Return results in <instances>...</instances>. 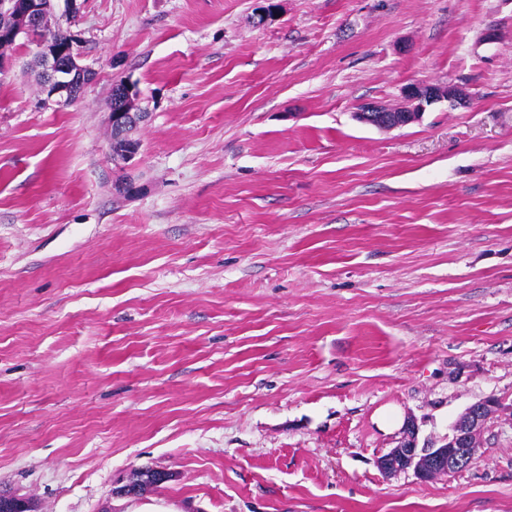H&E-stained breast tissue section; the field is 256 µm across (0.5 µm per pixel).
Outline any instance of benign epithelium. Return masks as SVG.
<instances>
[{
    "mask_svg": "<svg viewBox=\"0 0 512 512\" xmlns=\"http://www.w3.org/2000/svg\"><path fill=\"white\" fill-rule=\"evenodd\" d=\"M57 0H0V12L14 20V26L0 31V40H13L20 34L54 17ZM81 53L77 39L70 37L63 44L42 42L39 44L38 63L42 69L41 103L63 110L80 96L82 88L94 78V72L81 64ZM117 94L124 105L109 112L110 126L117 129H139L148 113L140 107V95L127 81L119 83ZM408 106L387 109L369 103L359 111L361 122L368 125L398 128L408 125L425 111L426 107L439 102L457 103L459 94L449 86L414 83L403 91ZM500 401L494 397L479 400L466 408L454 422L452 433L438 447H418V428L414 422L407 423L400 445L383 455L379 467L387 473L411 469L422 478L428 471L440 468L449 472L463 468L474 458L473 442L490 426V420L500 411ZM158 479L165 483L171 480L167 471L142 472L131 477L119 489L122 496L132 497L143 479ZM0 512H39L35 501L29 497L0 490Z\"/></svg>",
    "mask_w": 512,
    "mask_h": 512,
    "instance_id": "benign-epithelium-1",
    "label": "benign epithelium"
}]
</instances>
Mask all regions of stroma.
<instances>
[{
	"label": "stroma",
	"instance_id": "obj_1",
	"mask_svg": "<svg viewBox=\"0 0 512 512\" xmlns=\"http://www.w3.org/2000/svg\"><path fill=\"white\" fill-rule=\"evenodd\" d=\"M66 25L95 72L73 105H40L26 40L0 72V488L512 512V0H77ZM120 79L150 114L131 165ZM412 83L466 102L356 120ZM487 396L467 468L381 472V411L430 445ZM144 468L174 478L116 495ZM118 87L119 90L114 91V93L120 96L124 105L116 112H112L111 109L109 112V120L112 136V154L113 156L122 158L124 152L127 150V146L131 144L132 140L137 139L131 138V136L124 131L114 132L112 131V127L123 129L132 126L133 131H138L141 124L146 121L148 112H144L140 107V95L135 94L136 90L132 84L125 80L119 83Z\"/></svg>",
	"mask_w": 512,
	"mask_h": 512
}]
</instances>
